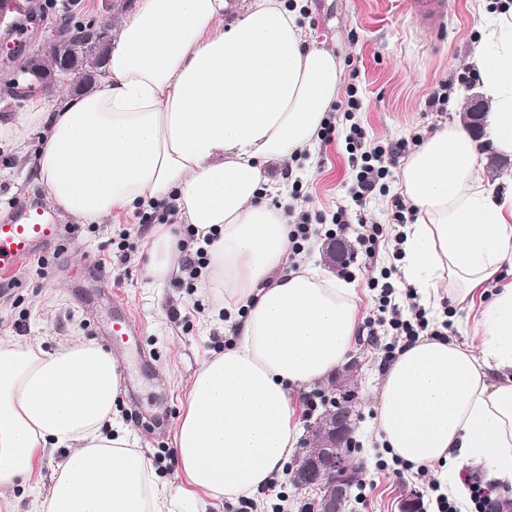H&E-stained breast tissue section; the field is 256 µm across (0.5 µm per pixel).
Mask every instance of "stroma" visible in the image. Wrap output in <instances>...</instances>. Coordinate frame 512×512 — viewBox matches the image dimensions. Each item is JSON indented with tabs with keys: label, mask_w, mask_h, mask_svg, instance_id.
Instances as JSON below:
<instances>
[{
	"label": "stroma",
	"mask_w": 512,
	"mask_h": 512,
	"mask_svg": "<svg viewBox=\"0 0 512 512\" xmlns=\"http://www.w3.org/2000/svg\"><path fill=\"white\" fill-rule=\"evenodd\" d=\"M35 17L13 16L12 27L0 26V124L10 122L24 109L31 93L13 94L8 80L19 70L34 44L50 36L54 18L64 0H30ZM309 13L302 26L316 45L332 49L342 66L358 71L356 83L363 101L351 116L337 114L338 127L358 124L367 140L385 144L431 133L438 123L465 110L471 86L459 82L477 42L480 23L479 0H448V20L441 30L428 29L424 20L407 13L402 0H302ZM453 83L445 111L429 110V94L443 80ZM44 140L40 127H31L24 147L0 139V216L28 194H42L33 174V163ZM293 174L301 178L302 197L291 200L292 211L309 210L324 215L318 236L302 256L323 264L322 245L333 232L330 217L337 207L353 209L349 188L353 168L343 138L320 146L312 162H299ZM60 223L74 235L64 248L52 249L46 276L36 268L23 272L13 284L0 283V338L18 342L37 341L44 349L81 336L102 342L112 319V298L120 296L139 327V348L126 351L121 360L123 374L140 380L135 392L121 391L116 407L125 425L140 439L157 477L176 479L171 448L175 424L186 408L187 385L204 360L223 352L230 342L224 333V318L200 280L177 274L163 281L146 276L147 250L155 225L138 218H108L89 226L67 215ZM350 242V283L356 291L360 317L375 309V293L368 282L381 271L397 267L392 249L380 250L376 261L365 260ZM102 264V282H95L89 259ZM180 321H172L171 311ZM480 304H449L448 336L456 343L479 350L476 322ZM386 327L376 335L359 333L351 351L358 358L359 398L353 438L354 458L361 467L363 496L353 497L348 512H399V505L422 485L413 476L397 479L379 471L377 461H391L374 430L375 396L385 372L381 344L390 342Z\"/></svg>",
	"instance_id": "stroma-1"
}]
</instances>
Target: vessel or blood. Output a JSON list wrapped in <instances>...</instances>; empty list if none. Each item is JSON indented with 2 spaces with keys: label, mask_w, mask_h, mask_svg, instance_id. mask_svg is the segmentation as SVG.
<instances>
[{
  "label": "vessel or blood",
  "mask_w": 512,
  "mask_h": 512,
  "mask_svg": "<svg viewBox=\"0 0 512 512\" xmlns=\"http://www.w3.org/2000/svg\"><path fill=\"white\" fill-rule=\"evenodd\" d=\"M445 4L446 0H405L409 13L425 18L437 30L442 27ZM64 238V227L53 211L34 199L25 200L0 220V277L14 279ZM107 333L135 335L133 319L123 303H116Z\"/></svg>",
  "instance_id": "1"
}]
</instances>
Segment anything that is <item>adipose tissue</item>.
I'll list each match as a JSON object with an SVG mask.
<instances>
[{"mask_svg":"<svg viewBox=\"0 0 512 512\" xmlns=\"http://www.w3.org/2000/svg\"><path fill=\"white\" fill-rule=\"evenodd\" d=\"M137 0L123 17L96 88L58 106L37 94L0 131L47 129L34 171L48 201L80 221L132 215L176 198L179 218L212 236L205 288L233 343L191 380L173 458L158 481L115 410L122 375L111 352L80 337L54 351L0 339V496L31 485L67 449L28 512H205L207 499H250L283 474L297 441L294 391L325 379L356 341L350 285L322 269H289L285 210L262 197L267 164L315 155L342 69L309 44L286 0ZM491 103L476 139L455 119L403 160L399 184L416 211L400 271L433 302H473L500 287L479 320L481 351L423 338L378 388L376 429L414 466L486 462L512 480V190L483 178V142L512 157V9L483 26L471 59ZM146 273L165 279L179 251L165 228Z\"/></svg>","mask_w":512,"mask_h":512,"instance_id":"adipose-tissue-1","label":"adipose tissue"}]
</instances>
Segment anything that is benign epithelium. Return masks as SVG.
Here are the masks:
<instances>
[{"instance_id": "1", "label": "benign epithelium", "mask_w": 512, "mask_h": 512, "mask_svg": "<svg viewBox=\"0 0 512 512\" xmlns=\"http://www.w3.org/2000/svg\"><path fill=\"white\" fill-rule=\"evenodd\" d=\"M71 33L62 22L54 26L51 37L39 44L28 55V74L43 89L60 83L70 85L73 92L86 89V81L77 79L82 66L76 56L68 53ZM85 41L100 51L109 49L112 24L104 22L91 27ZM488 107L481 96L473 94L467 108V118L477 135L483 134ZM353 410L337 404L311 427V435L304 441L305 456L290 470V480L299 493H316L307 503L308 512H346L351 490L357 478V468L343 448L351 443Z\"/></svg>"}]
</instances>
